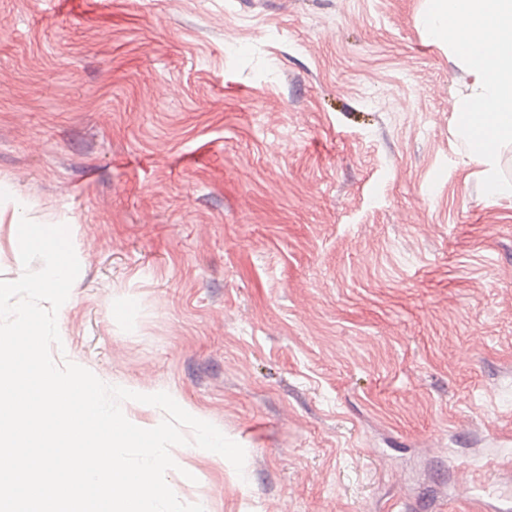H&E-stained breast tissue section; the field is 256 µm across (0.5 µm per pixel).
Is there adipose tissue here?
Segmentation results:
<instances>
[{
  "instance_id": "adipose-tissue-1",
  "label": "adipose tissue",
  "mask_w": 512,
  "mask_h": 512,
  "mask_svg": "<svg viewBox=\"0 0 512 512\" xmlns=\"http://www.w3.org/2000/svg\"><path fill=\"white\" fill-rule=\"evenodd\" d=\"M438 39L460 55L475 96L462 102V128L472 152L494 166L492 146L512 141V0H435Z\"/></svg>"
}]
</instances>
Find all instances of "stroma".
Returning a JSON list of instances; mask_svg holds the SVG:
<instances>
[{
  "label": "stroma",
  "instance_id": "obj_1",
  "mask_svg": "<svg viewBox=\"0 0 512 512\" xmlns=\"http://www.w3.org/2000/svg\"><path fill=\"white\" fill-rule=\"evenodd\" d=\"M432 0H0V279L81 270L56 362L243 446L205 512H512V198Z\"/></svg>",
  "mask_w": 512,
  "mask_h": 512
}]
</instances>
